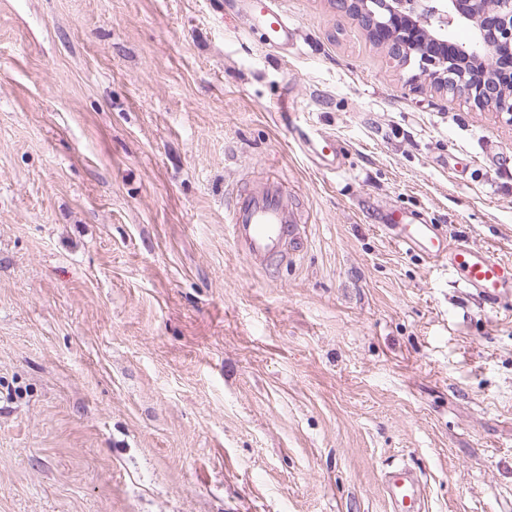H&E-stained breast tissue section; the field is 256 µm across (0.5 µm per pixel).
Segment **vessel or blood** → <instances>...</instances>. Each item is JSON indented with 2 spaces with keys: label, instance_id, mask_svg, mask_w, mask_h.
I'll use <instances>...</instances> for the list:
<instances>
[{
  "label": "vessel or blood",
  "instance_id": "obj_1",
  "mask_svg": "<svg viewBox=\"0 0 512 512\" xmlns=\"http://www.w3.org/2000/svg\"><path fill=\"white\" fill-rule=\"evenodd\" d=\"M249 9L259 20L264 43H287L292 30L272 0H249ZM307 146L324 165L340 168L342 147L335 138L325 135L321 140L308 141ZM230 216L233 240L255 267L267 269L285 263L297 252L302 231L299 225L289 223L278 190L238 196ZM386 229L394 246L421 253L434 265L455 272L464 287L492 301L512 297V262L501 260L482 247L449 240L438 225L400 211L387 216ZM382 481L400 512H427L426 490L413 469L404 466L386 472Z\"/></svg>",
  "mask_w": 512,
  "mask_h": 512
}]
</instances>
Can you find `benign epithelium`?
Segmentation results:
<instances>
[{
    "mask_svg": "<svg viewBox=\"0 0 512 512\" xmlns=\"http://www.w3.org/2000/svg\"><path fill=\"white\" fill-rule=\"evenodd\" d=\"M397 61L415 60L442 91L512 123V0H334ZM465 28V41L454 31Z\"/></svg>",
    "mask_w": 512,
    "mask_h": 512,
    "instance_id": "7a95c632",
    "label": "benign epithelium"
}]
</instances>
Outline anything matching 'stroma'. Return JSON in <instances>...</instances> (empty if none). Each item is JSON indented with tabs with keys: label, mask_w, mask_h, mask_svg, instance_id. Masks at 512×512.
Instances as JSON below:
<instances>
[{
	"label": "stroma",
	"mask_w": 512,
	"mask_h": 512,
	"mask_svg": "<svg viewBox=\"0 0 512 512\" xmlns=\"http://www.w3.org/2000/svg\"><path fill=\"white\" fill-rule=\"evenodd\" d=\"M275 5L281 48L241 0H0V512H392L404 464L512 512V309L380 228L512 260V124ZM268 185L273 273L226 199ZM319 138L321 140H306V147L319 157L325 166H329L332 170L339 169L342 165L340 161V156H342V146L331 136L321 135ZM326 150H328V153H325ZM230 216L233 240L255 267L269 269L283 264L299 251L300 225L288 224L278 190L268 189L256 196L240 194Z\"/></svg>",
	"instance_id": "35a3bbf8"
}]
</instances>
